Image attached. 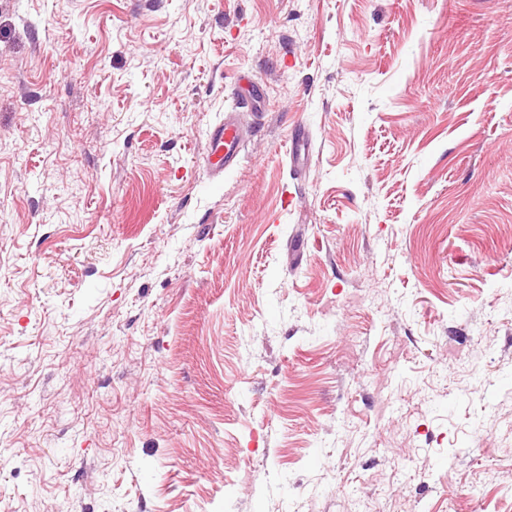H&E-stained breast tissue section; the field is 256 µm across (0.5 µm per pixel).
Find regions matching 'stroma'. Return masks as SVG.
Listing matches in <instances>:
<instances>
[{
  "mask_svg": "<svg viewBox=\"0 0 512 512\" xmlns=\"http://www.w3.org/2000/svg\"><path fill=\"white\" fill-rule=\"evenodd\" d=\"M507 424L512 0H0V512H512ZM264 108L262 87L242 74L233 92V105L207 133L205 167L211 178L218 179L239 165L248 140L262 126ZM245 114L250 116L249 122L244 121Z\"/></svg>",
  "mask_w": 512,
  "mask_h": 512,
  "instance_id": "stroma-1",
  "label": "stroma"
}]
</instances>
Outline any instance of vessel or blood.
I'll list each match as a JSON object with an SVG mask.
<instances>
[{"label":"vessel or blood","mask_w":512,"mask_h":512,"mask_svg":"<svg viewBox=\"0 0 512 512\" xmlns=\"http://www.w3.org/2000/svg\"><path fill=\"white\" fill-rule=\"evenodd\" d=\"M264 108L261 86L251 76L241 75L231 108L207 133L205 167L211 178H220L239 165L248 140L262 125Z\"/></svg>","instance_id":"vessel-or-blood-1"}]
</instances>
